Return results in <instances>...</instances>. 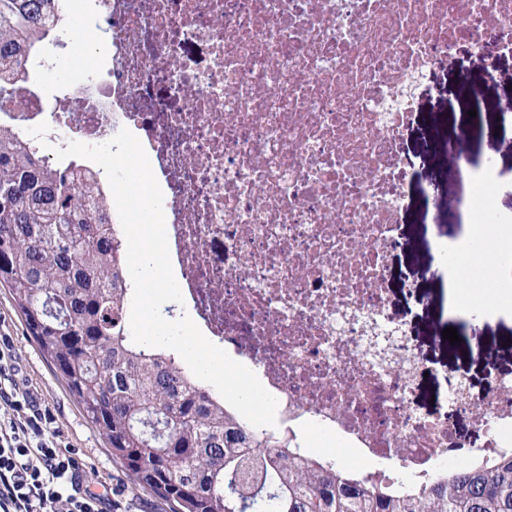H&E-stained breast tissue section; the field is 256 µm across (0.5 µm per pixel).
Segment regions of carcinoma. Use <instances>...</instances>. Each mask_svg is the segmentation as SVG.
Returning a JSON list of instances; mask_svg holds the SVG:
<instances>
[{
	"label": "carcinoma",
	"mask_w": 512,
	"mask_h": 512,
	"mask_svg": "<svg viewBox=\"0 0 512 512\" xmlns=\"http://www.w3.org/2000/svg\"><path fill=\"white\" fill-rule=\"evenodd\" d=\"M56 2L0 0V72L14 83H30L21 62L44 45ZM105 221L103 203L0 124V284L112 457L171 512H236L232 483L256 512H512V458L459 466L401 498L261 439L166 349L128 339L129 271Z\"/></svg>",
	"instance_id": "1"
}]
</instances>
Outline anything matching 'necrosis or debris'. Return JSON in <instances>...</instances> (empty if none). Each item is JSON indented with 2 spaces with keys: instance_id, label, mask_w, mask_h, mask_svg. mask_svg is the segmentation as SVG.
I'll return each mask as SVG.
<instances>
[{
  "instance_id": "obj_1",
  "label": "necrosis or debris",
  "mask_w": 512,
  "mask_h": 512,
  "mask_svg": "<svg viewBox=\"0 0 512 512\" xmlns=\"http://www.w3.org/2000/svg\"><path fill=\"white\" fill-rule=\"evenodd\" d=\"M112 55L54 95L13 86L0 122L32 149L96 145L129 129L164 194L186 308L278 400L266 436L342 467L311 434L352 449L356 475L416 494L459 464L512 455V379L481 398L447 382L445 413L410 405L421 363L390 312L388 257L413 174L401 150L423 74L460 52L487 72L512 57V0H73ZM205 65L186 61L191 46ZM80 111H71L72 102ZM495 160L472 174L479 224ZM475 411L481 445L452 410Z\"/></svg>"
}]
</instances>
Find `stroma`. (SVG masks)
<instances>
[{"instance_id":"1","label":"stroma","mask_w":512,"mask_h":512,"mask_svg":"<svg viewBox=\"0 0 512 512\" xmlns=\"http://www.w3.org/2000/svg\"><path fill=\"white\" fill-rule=\"evenodd\" d=\"M512 99V59L502 61L496 82L488 84L478 59L461 58L457 71L437 68L423 79L421 94L405 132L404 149L416 164L410 184L411 204L398 231V246L389 258L391 308L403 320L409 344L424 360L428 373L419 377L410 395L421 413L443 405L444 377L465 375L474 396H484L498 374H512V310L483 315L460 334L459 343L443 338L455 326L448 313V280L439 267L434 242L448 228L465 221L441 174L447 140L442 126H454L471 116L480 135L466 147L478 157L496 156L506 174L498 184L499 211L512 215V115L498 107ZM11 337L18 380L54 416V426L66 446L77 452L84 477L94 491L111 489V512H171L167 502L137 487L106 440L69 393L54 366L14 309L9 291L0 286V336Z\"/></svg>"}]
</instances>
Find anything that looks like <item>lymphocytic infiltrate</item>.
I'll return each mask as SVG.
<instances>
[{
	"label": "lymphocytic infiltrate",
	"mask_w": 512,
	"mask_h": 512,
	"mask_svg": "<svg viewBox=\"0 0 512 512\" xmlns=\"http://www.w3.org/2000/svg\"><path fill=\"white\" fill-rule=\"evenodd\" d=\"M10 337L0 336V512H108L77 459L52 430L53 415L17 380Z\"/></svg>",
	"instance_id": "1"
}]
</instances>
